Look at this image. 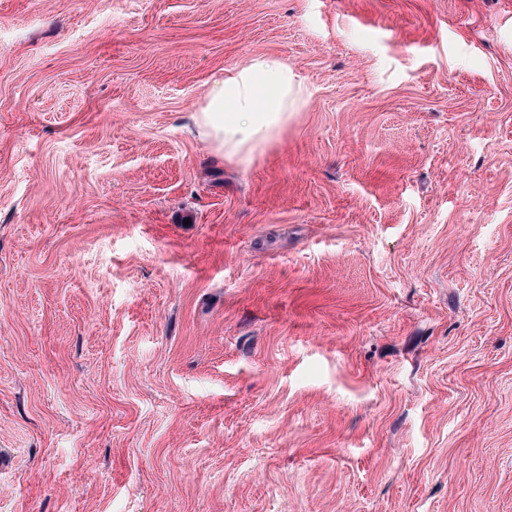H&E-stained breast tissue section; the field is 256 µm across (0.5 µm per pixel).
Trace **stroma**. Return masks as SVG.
I'll use <instances>...</instances> for the list:
<instances>
[{
	"label": "stroma",
	"instance_id": "35a3bbf8",
	"mask_svg": "<svg viewBox=\"0 0 512 512\" xmlns=\"http://www.w3.org/2000/svg\"><path fill=\"white\" fill-rule=\"evenodd\" d=\"M0 512H512V0H0ZM305 93L284 59L252 56L210 83L195 113L197 136L221 158L249 163L255 150L279 140Z\"/></svg>",
	"mask_w": 512,
	"mask_h": 512
}]
</instances>
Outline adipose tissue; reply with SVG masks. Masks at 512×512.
Returning a JSON list of instances; mask_svg holds the SVG:
<instances>
[{
  "label": "adipose tissue",
  "instance_id": "adipose-tissue-1",
  "mask_svg": "<svg viewBox=\"0 0 512 512\" xmlns=\"http://www.w3.org/2000/svg\"><path fill=\"white\" fill-rule=\"evenodd\" d=\"M306 89L281 57L255 55L214 79L195 113L198 137L226 160L250 162L279 140Z\"/></svg>",
  "mask_w": 512,
  "mask_h": 512
}]
</instances>
